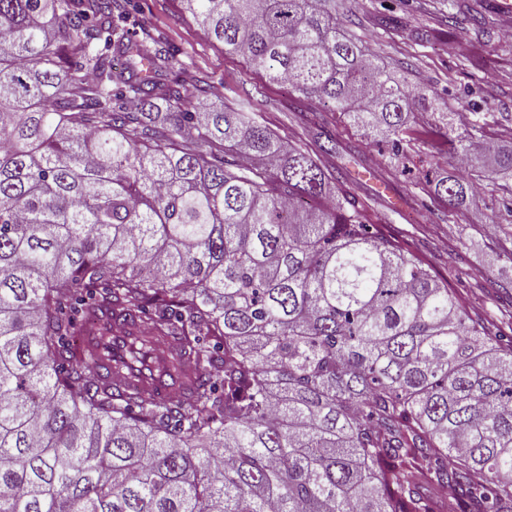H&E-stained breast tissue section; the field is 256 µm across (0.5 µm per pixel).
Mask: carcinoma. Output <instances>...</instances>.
<instances>
[{"instance_id":"carcinoma-1","label":"carcinoma","mask_w":512,"mask_h":512,"mask_svg":"<svg viewBox=\"0 0 512 512\" xmlns=\"http://www.w3.org/2000/svg\"><path fill=\"white\" fill-rule=\"evenodd\" d=\"M180 2L397 154L427 110L335 0ZM116 16L0 0V512H440L450 486L460 512H512V343L327 198L310 153L140 78L172 57ZM100 315L138 322L128 359H158L172 395L81 357Z\"/></svg>"}]
</instances>
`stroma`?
I'll return each instance as SVG.
<instances>
[{
    "label": "stroma",
    "instance_id": "obj_1",
    "mask_svg": "<svg viewBox=\"0 0 512 512\" xmlns=\"http://www.w3.org/2000/svg\"><path fill=\"white\" fill-rule=\"evenodd\" d=\"M496 0H336L343 26L390 62L412 94L436 98L463 116L478 112L485 124L474 141L480 164L493 170L492 149L512 147V16ZM128 35L151 37L174 53L173 69L159 82L206 91L210 100L243 108L260 90L256 119L286 145L315 155L333 174L331 194H349L379 225L425 260L455 291L475 321L512 333V193L494 182L449 208L432 179L447 176V162L463 124L439 126L430 115L410 122L412 140L394 155L379 132L353 126L340 112L252 71L220 44L204 38L178 0H123Z\"/></svg>",
    "mask_w": 512,
    "mask_h": 512
}]
</instances>
